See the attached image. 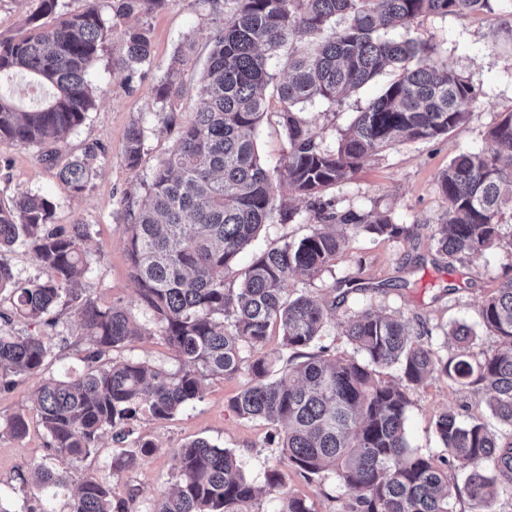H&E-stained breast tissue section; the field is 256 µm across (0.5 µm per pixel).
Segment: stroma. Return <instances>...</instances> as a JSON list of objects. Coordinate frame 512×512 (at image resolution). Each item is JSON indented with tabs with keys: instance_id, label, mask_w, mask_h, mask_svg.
<instances>
[{
	"instance_id": "obj_1",
	"label": "stroma",
	"mask_w": 512,
	"mask_h": 512,
	"mask_svg": "<svg viewBox=\"0 0 512 512\" xmlns=\"http://www.w3.org/2000/svg\"><path fill=\"white\" fill-rule=\"evenodd\" d=\"M490 5V10L476 15H424L410 24V36L434 45L449 68L470 78L481 92V104L447 137L381 152L364 162L350 180L329 189V197L340 208L391 211L397 222L412 225L413 234L405 241L354 234L318 279L289 278L286 295L309 293L336 305L334 318L318 344L312 345V352L323 349L336 359L352 355L353 348L340 335L339 324L366 309L395 311L406 319H423L443 327L462 319L479 323L484 299L498 287L506 265L512 263V257L499 248L462 261L446 258L437 253L431 238L438 216L447 207L438 192L441 173L459 152L487 148V130L501 113L512 110V10L500 0H490ZM146 27L154 55L146 73L130 77L117 66L124 36L120 24L114 26L90 69L91 79L102 87L103 94L63 148L64 153L77 154L95 144L105 153L84 192L71 194L58 179L56 168L39 160L38 147L0 144V203L8 204L20 194H37L53 203L52 224L66 227L79 219L90 224L89 269L84 276L87 298L101 306L121 302L141 323L147 322L150 314L139 304L129 276L124 242L130 222L127 211L138 208L145 199L156 166L172 149L180 126L189 122L196 110L214 25L199 0H168L163 10L147 17ZM187 39L192 46L182 75V94L176 112H166L157 104L154 88ZM378 90V84H371L333 108L318 101L304 104V115L318 141L331 149L337 147L341 132ZM135 124L145 130V145L139 167L131 170L124 162V145L128 129ZM290 204L299 211L296 219L264 225L226 271V287H238L255 254L311 233L314 223L308 218L305 201L294 198ZM80 308V302L64 298L48 316L14 324L25 334L54 337L56 348L42 376L19 377L10 387L0 386V421L20 414L28 423L24 438L0 434V490L14 491L16 500L27 506H39L45 495L28 481L32 464L49 461L68 471L72 483L77 484L83 477L107 469L115 454L135 450L149 440L157 445V453L118 472L112 480L114 502L126 503L130 512H146L175 481V451L204 438L236 454L248 480L262 490L257 502L261 512H274L277 506L275 496L264 491L265 473L272 468L281 472L284 491L308 497L315 512H341L347 495L333 473L311 480L300 476L280 454L275 425L242 419L230 409L232 398L246 381L242 374L207 379L200 398L172 418L141 416L132 420L123 440L116 442L111 435H104L96 452L82 462L73 464L50 455L35 403L36 391L43 378H58L83 368L89 344L81 331ZM115 355L171 371L177 368L173 352L157 335L132 340ZM407 392L411 401L407 438L422 454L443 452L434 428L439 413L466 409L490 429L499 427L479 394L454 386L446 377H429L408 387Z\"/></svg>"
}]
</instances>
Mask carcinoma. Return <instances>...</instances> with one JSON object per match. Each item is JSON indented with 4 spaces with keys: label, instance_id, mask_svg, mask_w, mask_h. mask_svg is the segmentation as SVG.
<instances>
[{
    "label": "carcinoma",
    "instance_id": "obj_1",
    "mask_svg": "<svg viewBox=\"0 0 512 512\" xmlns=\"http://www.w3.org/2000/svg\"><path fill=\"white\" fill-rule=\"evenodd\" d=\"M61 0L40 6L19 32L0 39V83L17 75L42 92L28 106L0 91V144L36 146L44 161L56 159L65 142L93 111L99 88L89 69L124 20L146 17L166 0H99L68 13ZM232 7L215 21L212 50L200 78L193 119L179 129L176 145L159 162L145 201L126 225L125 248L138 301L150 311L148 324L134 322L118 302L81 305V327L91 348L86 367L42 382L36 400L41 424L55 455L78 463L111 432L120 439L138 415L174 416L200 398L204 380L245 372L249 381L232 399L243 419L281 426L280 448L288 464L308 479L331 471L349 495L344 512H457L467 498L483 512L497 488H512V276L484 300L480 327L499 346L475 352L477 330L458 322L442 329L456 345L443 359L420 337L424 323L411 325L397 312L365 310L339 324L340 333L363 359H334L320 353L273 376L263 352L269 331L281 330L284 346L302 350L320 336L330 309L310 294L284 296L289 278L315 279L358 232L407 240L412 226L388 211L338 210L322 192L349 180L369 157L408 142L437 140L462 126L481 103L480 92L462 74L435 57V48L409 36L393 37L416 18L472 15L490 0H225ZM282 58L278 78L272 61ZM133 75L153 64L143 25L128 26L117 59ZM186 51L175 53L172 74L155 88L162 108L176 111ZM388 80L342 133L338 147L317 141L299 105L318 100L329 107L374 82ZM280 104L287 140L276 164L259 154L255 134L267 110L268 88ZM143 128L126 135V166L136 170L144 150ZM488 148L461 152L438 181L448 203L434 225L437 251L462 259L505 246L512 254V111L487 132ZM104 158L91 144L59 169L61 182L77 195L86 190ZM308 200L316 219L311 234L271 248L251 262L237 288L224 274L273 216L291 222L297 212L276 203L280 186ZM52 202L21 194L0 206V252L22 243L51 272L41 280L17 279L0 261V292L9 291L12 314L38 320L58 299L82 298L89 266L91 225L50 224ZM161 336L178 363L175 371L134 359L111 357L114 349L142 336ZM50 336L0 331V380L36 376L53 358ZM392 366L405 381L422 383L433 374L481 394L501 424L491 430L480 418L446 411L434 422L446 454L436 458L410 447L406 388L383 378ZM28 429L15 415L0 431L15 438ZM157 451L151 441L112 459V467L85 478L68 512H128L115 509L112 474ZM176 481L147 512H260L258 490L246 479L236 455L204 439L175 452ZM464 469V487L448 477ZM42 508L57 512L56 491L69 473L40 462L33 467ZM276 512H314L305 497L280 498Z\"/></svg>",
    "mask_w": 512,
    "mask_h": 512
}]
</instances>
